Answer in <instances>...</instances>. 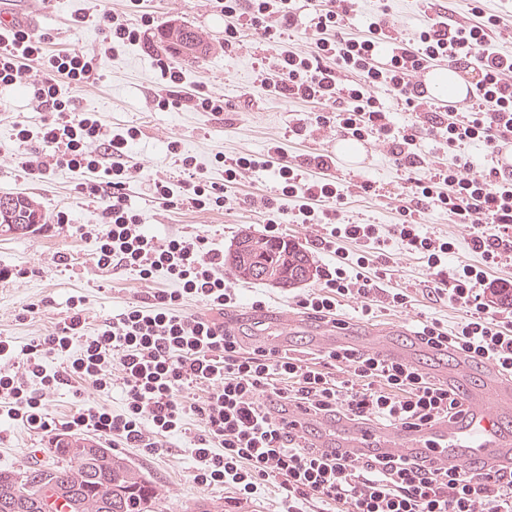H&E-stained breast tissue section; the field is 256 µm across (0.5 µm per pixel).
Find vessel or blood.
Here are the masks:
<instances>
[{
  "mask_svg": "<svg viewBox=\"0 0 512 512\" xmlns=\"http://www.w3.org/2000/svg\"><path fill=\"white\" fill-rule=\"evenodd\" d=\"M461 397L465 408L461 417L392 437L338 416L331 420L338 438H322L318 444L326 452L353 458L399 455L410 460H444L452 467L512 468V377L494 373L485 391L465 390Z\"/></svg>",
  "mask_w": 512,
  "mask_h": 512,
  "instance_id": "b4317fda",
  "label": "vessel or blood"
}]
</instances>
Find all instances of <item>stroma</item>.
I'll use <instances>...</instances> for the list:
<instances>
[{
  "label": "stroma",
  "instance_id": "stroma-1",
  "mask_svg": "<svg viewBox=\"0 0 512 512\" xmlns=\"http://www.w3.org/2000/svg\"><path fill=\"white\" fill-rule=\"evenodd\" d=\"M485 12L502 14L505 0H434L426 6L424 0H356L348 32L362 34L366 25L380 11L389 8L407 36H416L424 29L434 9L446 11L449 19L463 21L470 18L474 5ZM115 0H47L36 16L32 27L35 34L50 33L53 49L98 48L102 35L93 20L103 11L115 7ZM142 8L154 19L143 41L122 48L118 54L103 59L102 77L96 84L71 90L74 107L79 112L101 113L104 122L112 127L135 125L141 137L134 149V158L150 171H166L173 164L166 151L168 141L179 140L183 151L194 155L206 169L208 177L223 182L224 170L214 162L216 153L229 155L260 153L272 141H280L290 155H317L329 153L339 142L335 129L316 130L306 137H289L288 127L295 117L313 118L312 105L290 102L271 96L263 86L260 63L264 45L258 34L248 35L235 52L224 50V17L213 0H144ZM87 15L88 23L82 29H73L70 16ZM184 23L198 29L207 38L209 49L201 58L182 63L187 87H203L208 92L223 94L228 112L215 116L208 112L186 110H157L153 95L162 79L157 60L167 51L157 40V32L169 23ZM37 119L33 102L22 88L14 87L0 92V192H17L32 197L46 216L62 208L70 209L76 223L93 224L98 214L87 206L76 189V179L69 171L56 172L43 183H29L21 178L10 156L19 147L12 137L11 123L15 117ZM336 174L342 180L374 183L373 196L349 197L344 214L356 224H392L397 222L398 206L404 205L408 178H424L425 168L409 171L398 168L382 145L368 142L359 164H338ZM276 184L271 172L258 171L242 184L230 189L232 203L229 209L198 213L182 207L170 211L155 206L148 184L131 187L130 200L135 208L147 211L156 233L164 235L177 231H204L220 248H233L242 231L257 233L264 230V216L250 207L248 197L274 195ZM418 222L424 229L438 235L452 237L456 264H480L479 254L469 244L468 228L450 223L445 212L427 209L419 213ZM90 243L62 224H47L25 237L0 235V264L21 268L23 278L11 284L0 283V337L24 346L32 338L43 334L53 322L63 316L66 300L74 294L85 295L86 315L90 325H98L111 318L113 311L126 302L145 296L149 287H168L165 276H157L148 285L132 274L112 273L98 269L90 259ZM66 255L69 266L53 264L55 254ZM383 288L398 289L409 295V308L396 312L384 310L364 321L358 319L355 304L343 301L341 318L348 332L372 326L392 335L393 343L410 350V362L428 373L451 366L453 357L436 355L417 347L412 328L417 319L437 318L443 322L460 321V311L447 302L431 297L426 285L434 276L416 258L401 248H393L392 257L383 268ZM318 279L293 288H279L262 282H239L241 304L230 311L232 321L245 350L267 347L273 338L287 336L296 355L306 359L320 357L323 348L320 336L332 333L331 323L321 322L299 313L296 300L308 288L318 287ZM261 297L266 307L255 312L250 307L253 297ZM37 307L34 318L19 319L22 307ZM50 437L37 433L12 421L0 423V470L24 472L33 468L49 467L54 457L49 451ZM191 437L175 434L160 453L148 455L139 448H122L118 454L131 465L139 467L145 477L159 488L169 512L203 500L221 504L223 512H283L285 492L278 482H271L251 498H243L234 489L215 486L200 488L192 473L195 461L191 455Z\"/></svg>",
  "mask_w": 512,
  "mask_h": 512
}]
</instances>
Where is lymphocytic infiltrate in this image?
Returning <instances> with one entry per match:
<instances>
[{
  "mask_svg": "<svg viewBox=\"0 0 512 512\" xmlns=\"http://www.w3.org/2000/svg\"><path fill=\"white\" fill-rule=\"evenodd\" d=\"M307 2L315 39L313 49L302 52L285 45L301 23L296 0H221L225 51L237 49L245 33H260L270 52L264 85L292 101L328 107V114L316 116L317 127L332 124L347 139L378 142L406 170L426 166L419 149L425 135L451 154V161L427 166V178L412 179L413 206L399 207L398 222L385 228L342 219L348 196L371 194L373 183H344L334 173L335 157L298 159L276 142L259 155L217 153L215 161L224 168L220 184L209 180L178 142H168L185 178L175 182L156 173L150 183L153 201L164 209L219 211L230 202L228 186L246 174L273 171L277 196L253 201L266 215L269 239H280L281 224L292 222L317 227L315 249L332 253L343 240L357 247L320 267V285L297 301L304 313L330 319L344 299L355 301L364 318L383 305L407 307V294L382 291L371 273L372 266L388 263V249L396 244L430 269L447 268L446 287H433L432 295L464 312L451 327L437 318L418 320L417 340L511 375L512 329L505 326L503 309L487 299L485 286L488 269L512 263V172L495 165L475 169L461 152L477 142L494 158L512 140V56L500 54L492 43L501 17L478 11L473 19L452 24L439 14L410 41L386 17L370 23L366 34L346 33L352 0ZM151 23L146 14L136 26L124 15L102 12L96 19L102 44L90 53H50L47 35L22 27L0 35V85L28 89L43 112L39 125L13 124V136L24 147L16 167L31 182L70 171L78 178L79 194L99 212L97 223L77 225L70 212L60 210L53 223L74 224L76 234L91 243L99 269L129 272L144 282L161 274L175 284L127 304L93 333L87 330L86 298L74 295L65 315L25 348L0 338V405L8 418L56 436L90 431L150 454L183 431L188 419H197L194 481L205 488L228 485L248 497L264 482L280 480L286 512H303L312 498L335 504L338 512H512V470L450 468L395 455L331 458L316 448L301 433L304 418L342 414L412 430L460 416L462 403L448 384L376 351L337 346L314 364L275 346L244 350L240 337L219 318L239 302L224 271L223 249L203 233L158 236L132 206L129 190L143 172L132 156L140 129L111 130L98 113L73 111L62 88L99 80L102 59L139 43L142 27ZM29 61L40 62L41 73L29 74ZM447 62L478 88L473 99L452 110L425 95L419 80L427 69ZM158 66L165 80L154 96L159 110L222 114L223 95L184 91L177 63L162 59ZM382 86L408 112L407 123L396 124L378 99L375 90ZM308 167L315 176H305ZM426 205L447 212L453 223L471 225L472 249L481 265L451 264L454 243L423 232L414 218L415 207ZM190 300L202 304V311L187 310ZM58 357L63 366L49 369V361ZM117 383L125 395L121 411L87 400L59 422L47 408V394L59 386L87 385L106 393Z\"/></svg>",
  "mask_w": 512,
  "mask_h": 512,
  "instance_id": "lymphocytic-infiltrate-1",
  "label": "lymphocytic infiltrate"
}]
</instances>
